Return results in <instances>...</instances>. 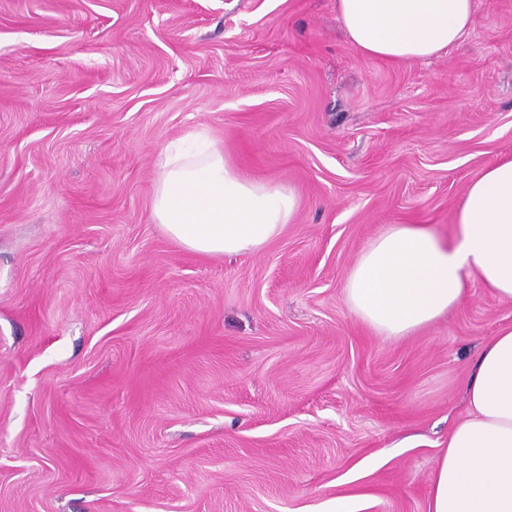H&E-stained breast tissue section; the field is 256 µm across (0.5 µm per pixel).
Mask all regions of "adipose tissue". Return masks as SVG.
I'll return each instance as SVG.
<instances>
[{
  "instance_id": "1",
  "label": "adipose tissue",
  "mask_w": 512,
  "mask_h": 512,
  "mask_svg": "<svg viewBox=\"0 0 512 512\" xmlns=\"http://www.w3.org/2000/svg\"><path fill=\"white\" fill-rule=\"evenodd\" d=\"M349 41L365 56L425 62L457 45L472 0H336ZM294 191L243 177L215 140L190 151L170 141L157 160L151 214L175 243L203 255L261 250L294 221ZM477 278L512 300V159L466 188L450 236L428 224L386 227L346 280L350 309L383 336H410L462 306ZM467 409L431 475L428 512H512V324L480 350Z\"/></svg>"
}]
</instances>
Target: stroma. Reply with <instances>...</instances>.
<instances>
[{
    "mask_svg": "<svg viewBox=\"0 0 512 512\" xmlns=\"http://www.w3.org/2000/svg\"><path fill=\"white\" fill-rule=\"evenodd\" d=\"M200 131L294 189L261 252L154 223L159 153ZM505 158L512 0L427 63L363 56L336 0H0V512H428L512 301L474 280L394 338L345 283Z\"/></svg>",
    "mask_w": 512,
    "mask_h": 512,
    "instance_id": "1",
    "label": "stroma"
}]
</instances>
